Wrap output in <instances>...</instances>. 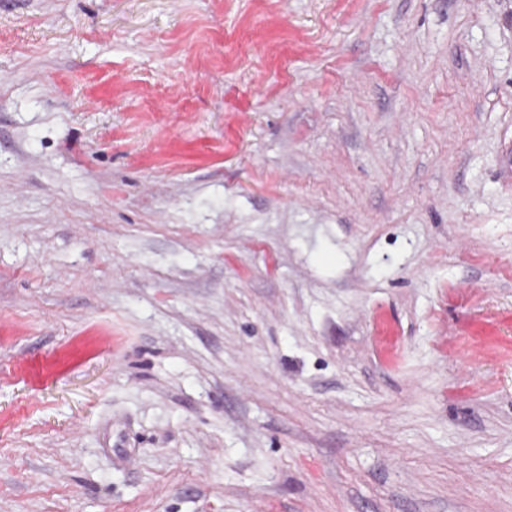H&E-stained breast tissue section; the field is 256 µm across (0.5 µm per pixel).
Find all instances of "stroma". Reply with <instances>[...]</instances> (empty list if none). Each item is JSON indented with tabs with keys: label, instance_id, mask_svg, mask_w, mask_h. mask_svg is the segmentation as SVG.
I'll return each instance as SVG.
<instances>
[{
	"label": "stroma",
	"instance_id": "stroma-1",
	"mask_svg": "<svg viewBox=\"0 0 512 512\" xmlns=\"http://www.w3.org/2000/svg\"><path fill=\"white\" fill-rule=\"evenodd\" d=\"M512 0H0V512H512Z\"/></svg>",
	"mask_w": 512,
	"mask_h": 512
}]
</instances>
